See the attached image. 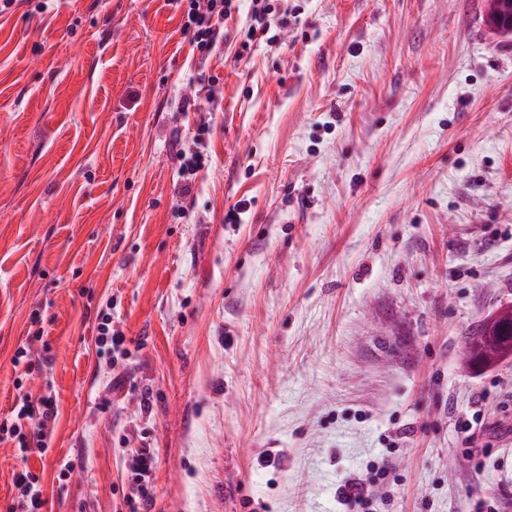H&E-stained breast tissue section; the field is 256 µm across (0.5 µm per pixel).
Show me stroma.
<instances>
[{
	"label": "stroma",
	"instance_id": "stroma-1",
	"mask_svg": "<svg viewBox=\"0 0 512 512\" xmlns=\"http://www.w3.org/2000/svg\"><path fill=\"white\" fill-rule=\"evenodd\" d=\"M273 5L282 40L238 57L237 0L204 63L167 0L0 15V420L22 386L58 407L45 452L0 443V512L26 467L42 512H130L139 447L143 512H351L337 486L382 461L373 512H512V357L459 360L512 305V36L484 0ZM203 112L184 195L171 142ZM98 334L96 344L98 346L99 355L107 358L114 367L119 357L128 355L125 345V336L120 330L112 328V317L110 313L105 314L98 323ZM131 484L126 495L131 512L138 511L139 504H148L151 501V493L146 477L153 469V456L148 448L129 449Z\"/></svg>",
	"mask_w": 512,
	"mask_h": 512
}]
</instances>
